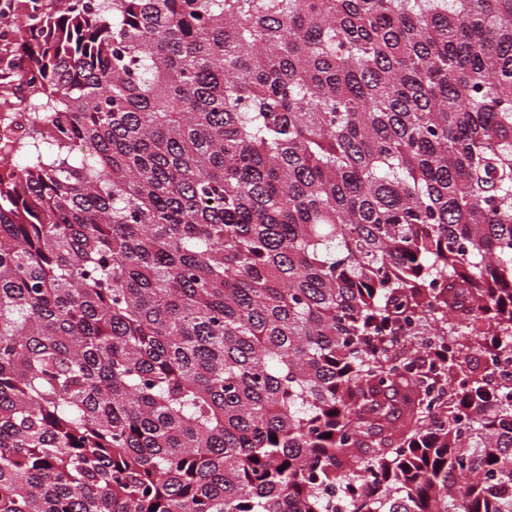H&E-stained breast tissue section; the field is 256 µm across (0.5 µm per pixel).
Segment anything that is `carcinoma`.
<instances>
[{"label":"carcinoma","instance_id":"cac0c4a2","mask_svg":"<svg viewBox=\"0 0 512 512\" xmlns=\"http://www.w3.org/2000/svg\"><path fill=\"white\" fill-rule=\"evenodd\" d=\"M27 34L0 512H512V387L472 366L512 354V0H69ZM412 315L426 370L389 351Z\"/></svg>","mask_w":512,"mask_h":512}]
</instances>
